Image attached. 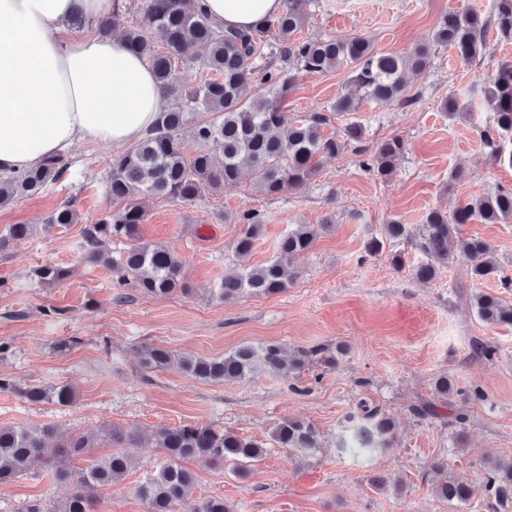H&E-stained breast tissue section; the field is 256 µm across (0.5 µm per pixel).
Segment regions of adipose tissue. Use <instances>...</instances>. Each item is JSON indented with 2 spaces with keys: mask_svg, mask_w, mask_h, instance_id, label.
Masks as SVG:
<instances>
[{
  "mask_svg": "<svg viewBox=\"0 0 512 512\" xmlns=\"http://www.w3.org/2000/svg\"><path fill=\"white\" fill-rule=\"evenodd\" d=\"M242 29L283 0H200ZM114 0H0V173L40 165L82 142L127 146L154 124L162 91L122 37L99 33Z\"/></svg>",
  "mask_w": 512,
  "mask_h": 512,
  "instance_id": "obj_1",
  "label": "adipose tissue"
}]
</instances>
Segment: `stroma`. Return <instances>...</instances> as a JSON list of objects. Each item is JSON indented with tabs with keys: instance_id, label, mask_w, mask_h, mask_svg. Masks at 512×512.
Here are the masks:
<instances>
[{
	"instance_id": "35a3bbf8",
	"label": "stroma",
	"mask_w": 512,
	"mask_h": 512,
	"mask_svg": "<svg viewBox=\"0 0 512 512\" xmlns=\"http://www.w3.org/2000/svg\"><path fill=\"white\" fill-rule=\"evenodd\" d=\"M492 0H312L304 30L311 38H374L378 48L408 52L426 43L448 10L488 11ZM486 56L462 63L439 47L429 68L408 75L413 104L360 103L355 112L332 116L330 132L343 134L359 123L366 143L398 137L406 148L395 173L382 180L364 170L358 156L344 153L323 161L301 191L267 197L250 179L191 202H144L145 240L167 245L185 263L191 294L156 297L120 287L100 265L81 262L82 227L112 205L106 192L114 150L84 142L68 149L65 175L40 194L0 206V232L18 222L34 224L29 240L0 251V376L18 385L70 384L67 406L31 404L0 392V425L54 424L61 437L102 424L143 434L162 425L198 422L268 444L267 453L239 477L221 464L187 460L196 478L189 504L221 495L235 512H488L482 495L466 505L436 498L431 470L446 463L450 477L476 482L488 460L512 457V326H488L477 316L473 296L502 291L499 281H475L471 260L456 254L429 283L412 279L409 268L422 259L410 243L399 246L405 270L386 256L365 258L366 241L398 218L417 231L429 208L453 210L459 202L504 186L512 188V166L490 161L479 129L491 113L474 86L512 61V45L489 41ZM347 70L328 75L303 72L284 107L289 117L330 109L350 92ZM457 96L464 110L448 117L443 98ZM76 203L78 223L43 229L45 216L65 201ZM263 211L266 223L250 256L259 265L275 258L276 243L293 224L332 221L284 293L222 302L212 295L240 263L234 245L241 227L235 216ZM462 237L489 243L512 274V222L463 224ZM51 262L71 267L69 279L31 284V270ZM70 336L80 343L61 353ZM280 342L289 347L340 344L334 367H313L282 376L261 372L242 383L196 380L177 367L142 369L138 350L161 345L174 354L218 356L246 343ZM493 348L477 356L475 345ZM448 375L458 387L481 389L464 423L453 408L442 420L415 415L411 407L433 399V383ZM378 405L395 423L391 448L357 459L324 448L306 458L272 446L271 436L285 419L312 422L326 438L341 431L361 400ZM135 466L124 480L102 490L95 512H145L136 486L153 473L159 450H128ZM383 485H375V478ZM69 483L36 473L0 487V512H21L34 499L57 501Z\"/></svg>"
}]
</instances>
